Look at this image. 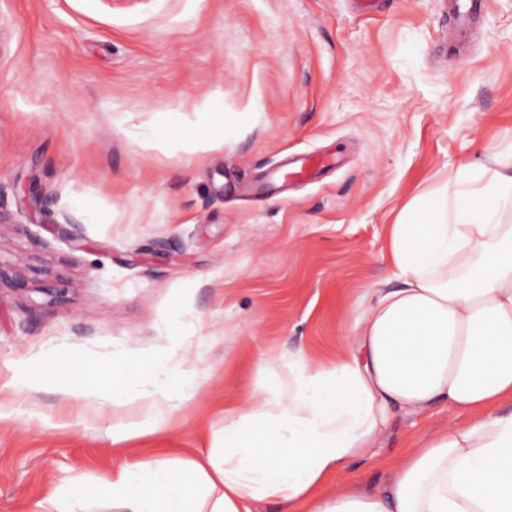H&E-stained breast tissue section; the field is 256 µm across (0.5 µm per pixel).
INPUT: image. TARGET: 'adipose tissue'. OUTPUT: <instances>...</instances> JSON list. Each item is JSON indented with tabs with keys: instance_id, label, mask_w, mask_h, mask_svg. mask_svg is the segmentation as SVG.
Segmentation results:
<instances>
[{
	"instance_id": "ef3b65f1",
	"label": "adipose tissue",
	"mask_w": 512,
	"mask_h": 512,
	"mask_svg": "<svg viewBox=\"0 0 512 512\" xmlns=\"http://www.w3.org/2000/svg\"><path fill=\"white\" fill-rule=\"evenodd\" d=\"M500 170L463 169L437 200L412 201L392 225L399 287L373 291L334 364L304 353L288 379L225 408L217 441L193 458L131 461L50 491L42 512H512V155ZM153 380L112 367V394L134 411L112 442L172 425V398L194 384L171 356ZM467 414L410 447L387 488L327 482L377 447L394 411L424 416L439 404Z\"/></svg>"
}]
</instances>
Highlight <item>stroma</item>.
<instances>
[{
  "label": "stroma",
  "mask_w": 512,
  "mask_h": 512,
  "mask_svg": "<svg viewBox=\"0 0 512 512\" xmlns=\"http://www.w3.org/2000/svg\"><path fill=\"white\" fill-rule=\"evenodd\" d=\"M224 145L190 152L220 115ZM341 161L245 195L290 154ZM512 153V0H0V512L72 477L212 444L224 407L335 363L372 288L399 282L389 226L460 168ZM66 234H59V227ZM175 352L177 425L115 451L126 414L59 392L79 357ZM396 414L332 490L384 489L410 443L464 423Z\"/></svg>",
  "instance_id": "35a3bbf8"
}]
</instances>
